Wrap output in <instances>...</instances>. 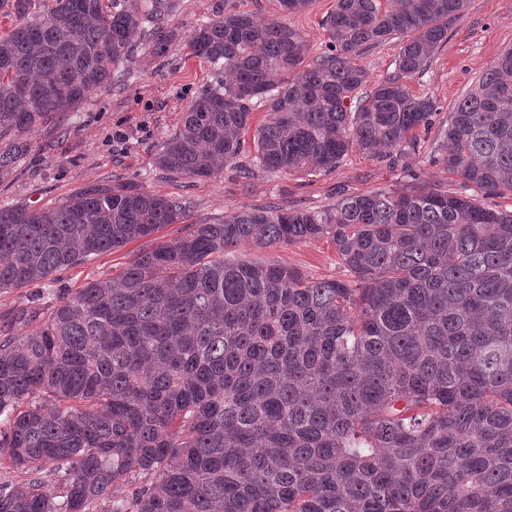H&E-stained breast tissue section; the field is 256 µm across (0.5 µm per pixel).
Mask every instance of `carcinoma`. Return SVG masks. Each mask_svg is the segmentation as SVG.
<instances>
[{"instance_id":"obj_1","label":"carcinoma","mask_w":512,"mask_h":512,"mask_svg":"<svg viewBox=\"0 0 512 512\" xmlns=\"http://www.w3.org/2000/svg\"><path fill=\"white\" fill-rule=\"evenodd\" d=\"M467 0H336L328 51L228 11L195 28L217 78L156 158L210 178L254 167L317 175L356 147L383 159L432 125L413 94ZM18 0L0 36V137L115 83L142 22L114 0ZM400 40L371 90L352 59ZM442 164L467 190L512 192V49L457 103ZM184 204L90 186L53 209H0V290L151 237ZM329 238L353 282L227 255ZM39 323L35 333L15 329ZM0 512H512V212L410 186L327 211L242 210L189 224L124 269L0 315ZM61 493L44 491L43 475Z\"/></svg>"}]
</instances>
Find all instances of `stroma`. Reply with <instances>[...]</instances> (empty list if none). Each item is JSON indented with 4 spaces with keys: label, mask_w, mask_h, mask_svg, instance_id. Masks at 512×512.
Listing matches in <instances>:
<instances>
[{
    "label": "stroma",
    "mask_w": 512,
    "mask_h": 512,
    "mask_svg": "<svg viewBox=\"0 0 512 512\" xmlns=\"http://www.w3.org/2000/svg\"><path fill=\"white\" fill-rule=\"evenodd\" d=\"M334 6L335 0H311L305 9L290 14L278 0H162L160 15L142 25L121 83L92 92L75 111L30 132L1 137L0 153L14 154L15 160L0 168V208L58 207L88 186L133 183L181 200L186 210L183 222L165 225L154 239L133 241L57 272L50 288L0 290V314L32 303L50 307L57 295L118 274L133 253L150 248L152 242L177 240L186 225L216 224L245 208L320 211L333 208L346 195L398 191L413 184L462 191L461 179L442 164L440 129L457 101L512 48V0H468L464 12L449 23L447 42L424 73L409 82L412 92L431 98L438 112L429 129L417 130L415 146L395 160L373 159L354 149L329 173L307 176L258 169L248 180L240 176L241 166L252 160L246 151L211 178L174 175L157 166L161 145L178 131L190 101L212 81L211 66L188 48L197 24L225 10H244L258 20L278 21L300 31L314 58L327 49L322 22ZM233 257L276 260L314 278L349 277L326 238L274 248L246 244Z\"/></svg>",
    "instance_id": "35a3bbf8"
}]
</instances>
